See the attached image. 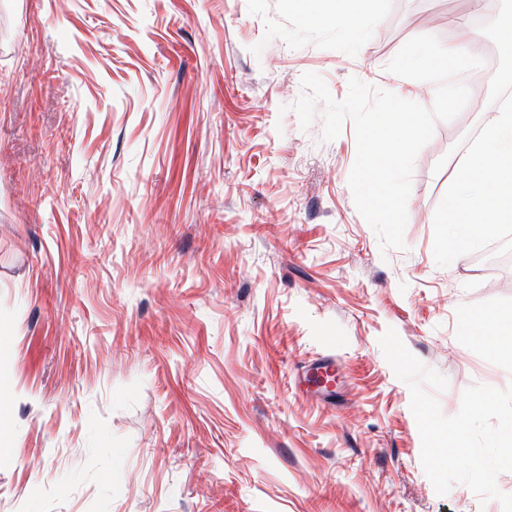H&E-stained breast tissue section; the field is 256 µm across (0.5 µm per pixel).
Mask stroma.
<instances>
[{
	"instance_id": "35a3bbf8",
	"label": "stroma",
	"mask_w": 512,
	"mask_h": 512,
	"mask_svg": "<svg viewBox=\"0 0 512 512\" xmlns=\"http://www.w3.org/2000/svg\"><path fill=\"white\" fill-rule=\"evenodd\" d=\"M488 7L385 0L353 40L289 0H0V512H503L436 494L379 344L447 378V416L512 386L460 329L512 312V262L433 256L491 72L418 153L401 249L355 207L352 122L291 109L307 72L396 91L407 40ZM324 357L330 403L297 386Z\"/></svg>"
}]
</instances>
